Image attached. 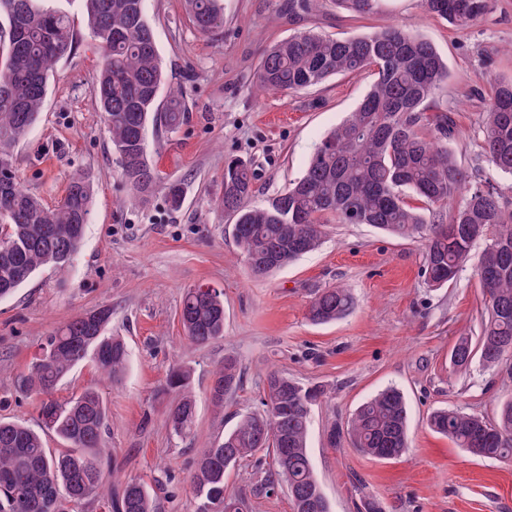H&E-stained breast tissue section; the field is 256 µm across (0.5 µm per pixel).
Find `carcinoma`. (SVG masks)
Returning a JSON list of instances; mask_svg holds the SVG:
<instances>
[{"label": "carcinoma", "mask_w": 512, "mask_h": 512, "mask_svg": "<svg viewBox=\"0 0 512 512\" xmlns=\"http://www.w3.org/2000/svg\"><path fill=\"white\" fill-rule=\"evenodd\" d=\"M91 38L101 55L92 95L104 112L118 153L121 178L142 196L160 175L145 145L148 122L169 129L183 124L187 105L181 90L169 91L155 107L166 72L159 58L146 0H84ZM349 13H373L378 0H334ZM194 27L202 34L224 26L218 0H188ZM424 10L456 27L483 16L491 0H422ZM7 20L0 55V299L11 296L44 266L64 268L77 255L91 221L93 181L88 173L70 178L55 206L45 205L20 182L15 147L38 119L50 72L79 43L68 16L43 9L37 0H0ZM369 69L368 93L314 152L304 175L263 206H252L253 173L244 161L224 167L219 205L235 220V242L251 273L263 277L317 249L326 224H369L388 234L426 236L423 270L427 284L442 288L457 280L476 242L485 241L476 275L484 297L480 334L461 336L452 364L512 371V209L487 181L462 168L448 150L454 120L434 110L448 82V65L428 40L399 27L338 38L304 31L266 50L257 71L262 91H300L331 76ZM482 153L493 169L512 176V78L498 79L483 102ZM355 305L345 288L318 291L308 307L316 324L343 318ZM112 311L79 315L45 337L19 389L39 396L45 430L67 445L47 448L38 432L0 419V512H70L103 484L102 447L108 412L97 387L61 401L58 384L90 361L103 378L116 382L128 364L119 336H107ZM179 318L186 338L205 346L224 335V292L183 293ZM238 363L224 359L213 373L210 399L216 406L236 389ZM176 393L166 410L175 435L194 430L196 402L190 372L176 369L166 381ZM321 390L277 372L266 377L263 409L244 415L224 439L205 449L191 477L196 512H244L224 490L228 469L262 448H284L264 489L287 486L292 512H329L308 452L312 406ZM408 406L389 387L357 408L344 428L332 427L331 443L342 440L376 459H395L408 448ZM429 428L475 456L512 460V400L496 417L438 409ZM109 512H157L148 489L128 481L108 500Z\"/></svg>", "instance_id": "1"}]
</instances>
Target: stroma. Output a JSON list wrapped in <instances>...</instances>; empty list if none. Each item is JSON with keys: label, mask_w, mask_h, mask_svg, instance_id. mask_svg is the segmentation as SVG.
Returning a JSON list of instances; mask_svg holds the SVG:
<instances>
[{"label": "stroma", "mask_w": 512, "mask_h": 512, "mask_svg": "<svg viewBox=\"0 0 512 512\" xmlns=\"http://www.w3.org/2000/svg\"><path fill=\"white\" fill-rule=\"evenodd\" d=\"M285 2L221 0L223 28L203 35L187 0H146L167 82L183 89L189 108L178 130L148 125V153L163 185L143 197L123 187L92 95L100 52L83 0H48L73 21L80 42L49 76L38 120L15 149L18 175L53 206L71 175L90 173L92 219L69 266L41 268L0 300V418L41 430L37 399L18 391L17 379L45 336L77 315L108 308V334L123 337L129 349L124 378L102 382L87 362L57 391L64 400L97 386L109 408L101 458L116 476L74 512H105L104 500L128 480L148 485L158 512H194L190 479L198 458L243 414L261 410L271 370L325 391L311 411L308 449L330 512H363L368 497L379 499L384 512H512V462L471 455L427 425L439 408L492 418L512 400L511 376L477 364L458 370L450 361L458 337L479 334L483 295L474 264L435 290L422 275V238L332 224L318 250L256 278L233 239L231 219L213 204L234 158L252 165L254 205L273 198L302 175L321 140L373 82L366 70L296 93L261 92L256 73L265 48L302 29L350 37L397 26L433 43L447 60L448 89L437 102L455 121L448 148L512 208V178L492 169L480 148L481 99L493 79L512 77V0H492L465 29L430 16L421 0H380L364 18L332 0H311L309 11L292 19ZM169 181L183 187L180 208L166 197ZM198 284L224 291V336L203 347L185 339L179 321L184 289ZM333 286L351 290L353 311L333 323H312L311 298ZM229 355L243 381L217 407L209 386ZM177 367L190 370L197 401L196 432L186 438L172 434L164 413L166 380ZM388 387L408 404L406 454L377 460L347 444L332 447V426ZM272 465L260 451L227 470L225 484L246 500L247 512H292L286 487L270 495L260 487Z\"/></svg>", "instance_id": "obj_1"}]
</instances>
